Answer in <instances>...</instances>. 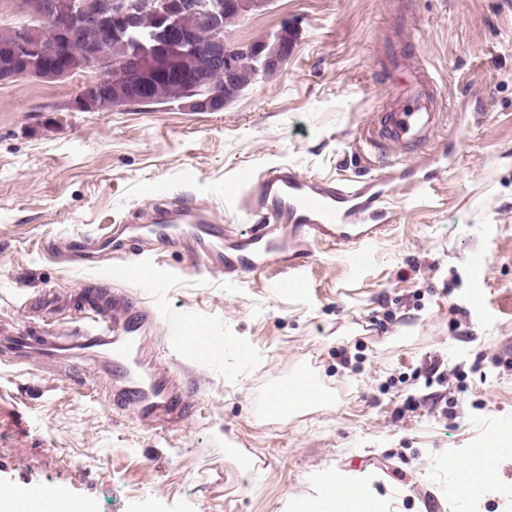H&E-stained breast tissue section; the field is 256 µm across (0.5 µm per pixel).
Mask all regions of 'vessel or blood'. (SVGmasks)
Returning a JSON list of instances; mask_svg holds the SVG:
<instances>
[{
    "mask_svg": "<svg viewBox=\"0 0 512 512\" xmlns=\"http://www.w3.org/2000/svg\"><path fill=\"white\" fill-rule=\"evenodd\" d=\"M437 100L430 82L402 88L368 128V146L375 151L391 146L409 151L422 148L438 118ZM249 186L251 223L241 230L216 223L209 207L187 199L176 210H155L151 223L120 224L98 237L73 236L62 246L48 244L46 251L56 258L64 254L74 261H89L102 249H110L118 260L109 265V274L122 281L144 274L147 264L141 242L149 237L162 248L181 245L192 258L222 270L231 280L278 264L284 275L277 286L286 292L300 285V271L316 246L350 247L351 262L365 266L379 224L394 218L386 206L393 191L383 179L361 185H319L289 168L274 166ZM71 319L73 329L61 332L48 325L34 336L4 323L0 342L14 347L21 358L35 357L61 368L76 356L92 358L112 380L114 404L134 408L152 424L162 427L178 422L192 409L165 364H144L140 332L153 317L149 311L133 309L127 294L92 289ZM55 508L40 487L21 502L22 512H54Z\"/></svg>",
    "mask_w": 512,
    "mask_h": 512,
    "instance_id": "obj_1",
    "label": "vessel or blood"
}]
</instances>
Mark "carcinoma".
Listing matches in <instances>:
<instances>
[{
  "label": "carcinoma",
  "instance_id": "carcinoma-1",
  "mask_svg": "<svg viewBox=\"0 0 512 512\" xmlns=\"http://www.w3.org/2000/svg\"><path fill=\"white\" fill-rule=\"evenodd\" d=\"M256 9L258 6L254 0H239L237 5L233 0H192V8L179 6L165 17L135 8L134 22L127 28L112 31V35L100 47V57L112 64L126 63L130 68L146 74L149 103L186 101L188 96L183 76L194 74L207 66L198 53V47L215 35H224L226 25ZM170 24L190 32L192 41L176 47L168 46L163 32ZM32 30L45 45H63L55 63L58 76L89 67L85 41L75 36L67 38L56 26L28 17L20 25L0 31V70L26 71L35 77L39 75L42 65L36 57L18 53L20 43ZM292 40V30L285 26L275 38L274 45L264 47V53L285 54L291 48ZM256 74L257 69L251 64L239 66L232 74L234 92L238 93L252 84ZM125 90V72L114 70L109 87L94 90L80 111L100 112L118 106L120 93ZM199 98L209 99L210 111L214 112L222 110L234 96L224 91L223 77L213 73Z\"/></svg>",
  "mask_w": 512,
  "mask_h": 512
}]
</instances>
